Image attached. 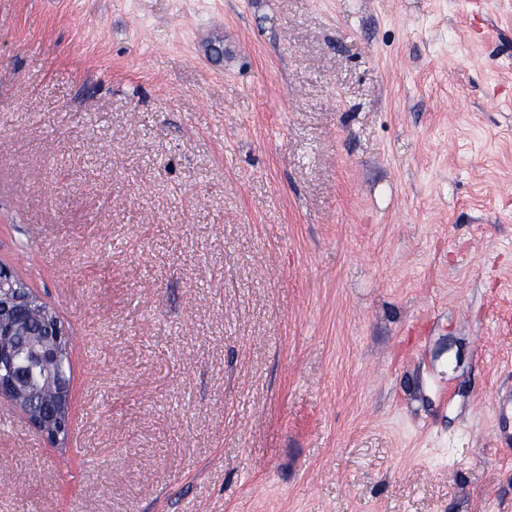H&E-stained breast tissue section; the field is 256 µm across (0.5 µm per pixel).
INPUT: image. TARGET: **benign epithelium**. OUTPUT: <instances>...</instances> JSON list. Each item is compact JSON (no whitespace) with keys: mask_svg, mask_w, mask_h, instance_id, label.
Listing matches in <instances>:
<instances>
[{"mask_svg":"<svg viewBox=\"0 0 512 512\" xmlns=\"http://www.w3.org/2000/svg\"><path fill=\"white\" fill-rule=\"evenodd\" d=\"M38 303L13 269L0 263V336L16 339L12 347L0 346V401L20 407L47 442L57 445L70 431L71 382L55 377L47 362L66 353L70 337L51 313L44 315L42 330L32 329L28 313ZM47 386L53 388L54 412H31L29 402Z\"/></svg>","mask_w":512,"mask_h":512,"instance_id":"1","label":"benign epithelium"}]
</instances>
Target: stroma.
I'll return each instance as SVG.
<instances>
[{
    "label": "stroma",
    "instance_id": "35a3bbf8",
    "mask_svg": "<svg viewBox=\"0 0 512 512\" xmlns=\"http://www.w3.org/2000/svg\"><path fill=\"white\" fill-rule=\"evenodd\" d=\"M0 262V512H512V0H0ZM40 301L21 281L13 269L0 263V336H14L12 347H1L0 338V401L10 402L22 409L28 421L51 445L64 440L71 423V382L55 377L47 362L56 360L50 369L71 379L69 334L60 320L51 313L44 315L42 330L34 331L29 321V310ZM42 307L45 304L40 303ZM38 373L34 379L32 374ZM53 388L55 410L51 414L33 413L28 404L47 387Z\"/></svg>",
    "mask_w": 512,
    "mask_h": 512
}]
</instances>
